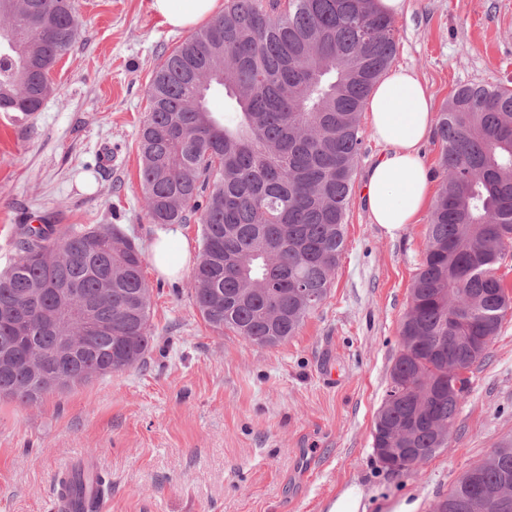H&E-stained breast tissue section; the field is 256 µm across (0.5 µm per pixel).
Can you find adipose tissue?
<instances>
[{
  "mask_svg": "<svg viewBox=\"0 0 512 512\" xmlns=\"http://www.w3.org/2000/svg\"><path fill=\"white\" fill-rule=\"evenodd\" d=\"M218 7L219 0L149 2L150 10L175 30L198 25ZM366 110L384 151L365 174L364 204L371 222L393 236L416 223L428 205L430 181L419 147L433 130V102L421 78L399 68L375 85ZM150 253L155 268L167 276L189 259L186 241L170 234L156 239Z\"/></svg>",
  "mask_w": 512,
  "mask_h": 512,
  "instance_id": "1",
  "label": "adipose tissue"
}]
</instances>
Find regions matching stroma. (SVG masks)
I'll use <instances>...</instances> for the list:
<instances>
[{
  "label": "stroma",
  "mask_w": 512,
  "mask_h": 512,
  "mask_svg": "<svg viewBox=\"0 0 512 512\" xmlns=\"http://www.w3.org/2000/svg\"><path fill=\"white\" fill-rule=\"evenodd\" d=\"M80 35L25 123H0V272L23 223L117 224L148 248L162 232L201 251L196 221L151 223L137 140L155 70L193 29L148 0H72ZM393 66L415 70L441 110L468 83L512 82V0H410L395 18ZM321 305L287 342L214 332L192 297L193 265L172 278L145 262L154 343L144 364L41 405L0 399V512H51L62 466L96 459L111 488L98 512H329L348 490L362 512H432L490 448L512 439V311L471 386L447 447L418 470L387 469L373 422L400 351L399 328L427 243L429 213L396 236L370 223L364 173L382 153L369 122Z\"/></svg>",
  "instance_id": "1"
}]
</instances>
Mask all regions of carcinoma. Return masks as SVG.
<instances>
[{"mask_svg": "<svg viewBox=\"0 0 512 512\" xmlns=\"http://www.w3.org/2000/svg\"><path fill=\"white\" fill-rule=\"evenodd\" d=\"M0 112L32 114L53 92L50 73L79 36L72 0H5ZM391 18L373 0H228L154 72L139 132L140 186L154 224H201L193 300L213 331L252 346L296 335L323 301L344 246L365 102L397 52ZM224 90L227 112L207 104ZM441 192L399 335L402 348L373 430V450L446 447L470 380L466 372L512 309L496 269L512 244V89L465 84L438 119ZM145 256L117 224L27 226L0 274V398L36 405L93 377L144 363L154 331ZM64 286L98 328L54 326ZM70 353L55 356L61 336ZM461 368L448 375V367ZM105 480L74 468L65 482ZM442 512H512V441L466 470Z\"/></svg>", "mask_w": 512, "mask_h": 512, "instance_id": "obj_1", "label": "carcinoma"}]
</instances>
